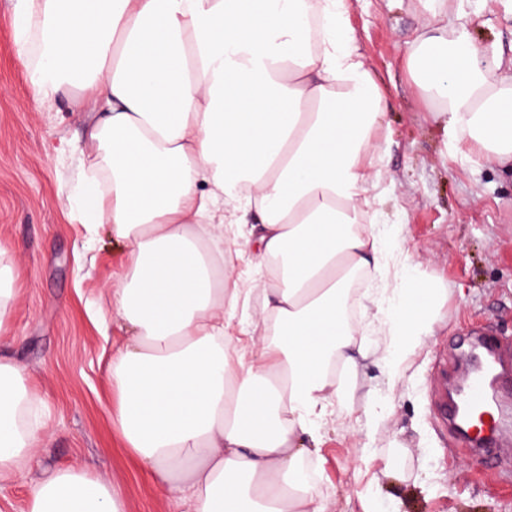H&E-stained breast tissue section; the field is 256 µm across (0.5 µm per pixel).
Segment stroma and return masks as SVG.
Instances as JSON below:
<instances>
[{
	"mask_svg": "<svg viewBox=\"0 0 512 512\" xmlns=\"http://www.w3.org/2000/svg\"><path fill=\"white\" fill-rule=\"evenodd\" d=\"M417 0H353L350 26L387 108L373 133L387 195L383 230L408 257L409 274L439 288L430 336L389 385L385 338L365 326L368 350L341 369L344 394L318 462L334 512H512V479L456 450L435 397L442 375L459 377L454 348L482 330L512 340V170L461 153L443 120L427 112L405 66L422 32ZM475 43L512 57V17L471 21ZM14 0H0V254L23 272L9 326L11 355L49 418L29 476L94 465L125 512H172L125 449L111 419L113 349L132 334L106 287L127 270V249L108 230L88 240L69 202L80 173L84 113L66 100L28 105ZM383 412L366 429L372 409Z\"/></svg>",
	"mask_w": 512,
	"mask_h": 512,
	"instance_id": "35a3bbf8",
	"label": "stroma"
}]
</instances>
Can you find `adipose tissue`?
Returning <instances> with one entry per match:
<instances>
[{"label":"adipose tissue","mask_w":512,"mask_h":512,"mask_svg":"<svg viewBox=\"0 0 512 512\" xmlns=\"http://www.w3.org/2000/svg\"><path fill=\"white\" fill-rule=\"evenodd\" d=\"M409 73L468 160L512 164V64L477 47L473 11L438 0ZM351 0H16L38 112L89 105L77 196L89 238L109 227L130 267L111 288L132 327L112 354L115 421L176 512H328L317 458L357 364L344 306L352 274L392 267L369 301L389 383L431 330L437 289L406 277L370 220L385 194L370 132L386 99L352 34ZM256 212L257 224L244 227ZM233 225L225 235V225ZM271 267L260 333L234 253ZM48 438L24 369L0 356V483L28 481L29 512H124L91 466L28 479Z\"/></svg>","instance_id":"adipose-tissue-1"}]
</instances>
